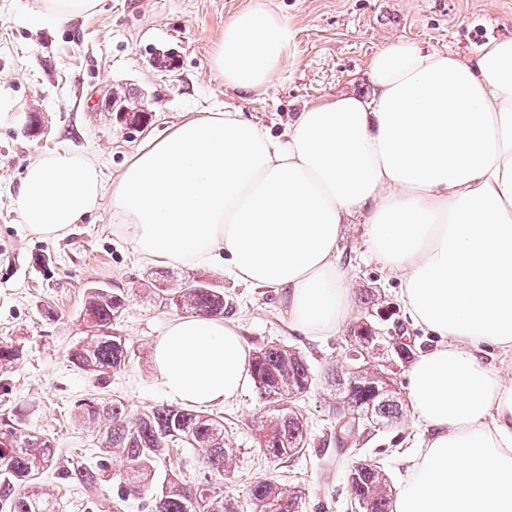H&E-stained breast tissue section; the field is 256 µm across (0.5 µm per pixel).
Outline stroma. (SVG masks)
Returning <instances> with one entry per match:
<instances>
[{"mask_svg":"<svg viewBox=\"0 0 512 512\" xmlns=\"http://www.w3.org/2000/svg\"><path fill=\"white\" fill-rule=\"evenodd\" d=\"M295 29L284 75L265 92L225 90L211 66L224 23L251 0H102L90 19L57 29L33 22L40 0H0V340L23 355L0 377V406L31 402L33 427L55 440L59 461L88 448L74 421L77 400L101 391L96 377L75 368L67 352L87 335L86 288H121L126 306L113 326L133 348L128 367L113 375L107 396L120 398L130 418L168 403L151 363V344L175 310L142 292L156 268L144 264L117 235L108 210L73 225L60 238L44 239L21 224L17 201L26 166L40 154L63 148L96 158L105 185L147 140L164 135L191 112H244L281 132L306 103L339 92L370 95L365 75L370 58L389 41L405 38L425 47L472 54L487 41L512 36V0H266ZM125 94L127 112L109 109L110 92ZM364 225H349L339 263L351 276L357 320L381 335H401L413 350L432 339L408 320L400 285L364 253ZM174 278L196 277L224 290L225 318L237 322L249 350L288 341L302 351L315 377L305 410L308 447L280 464L266 461L255 440L263 401L254 383L233 400L211 406L223 416L224 433L236 449L230 492L246 501L254 481L270 478L304 493L303 512H351L346 494L348 463L379 465L392 488H400L408 460L422 440L410 416L392 426L367 427L357 443L339 449L331 435L327 384L345 368L346 331L307 336L288 323L282 297L272 290L232 281L211 266H170ZM373 303H366V295ZM44 482L62 512H113L115 487L89 498Z\"/></svg>","mask_w":512,"mask_h":512,"instance_id":"obj_1","label":"stroma"}]
</instances>
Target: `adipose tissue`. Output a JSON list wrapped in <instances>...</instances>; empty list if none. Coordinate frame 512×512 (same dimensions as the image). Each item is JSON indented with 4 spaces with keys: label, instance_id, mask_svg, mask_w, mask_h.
<instances>
[{
    "label": "adipose tissue",
    "instance_id": "obj_1",
    "mask_svg": "<svg viewBox=\"0 0 512 512\" xmlns=\"http://www.w3.org/2000/svg\"><path fill=\"white\" fill-rule=\"evenodd\" d=\"M295 31L265 0L233 16L212 54L226 88L266 90ZM371 97L305 104L283 134L242 113L189 115L145 143L104 189L97 161L64 149L26 169L19 218L59 238L108 208L145 261L223 265L283 295L310 336L353 320L337 260L346 224L400 283L407 317L437 338L407 371L424 437L394 512H512V38L471 57L397 39L369 61ZM168 397L206 408L248 377L238 327L171 319L151 348Z\"/></svg>",
    "mask_w": 512,
    "mask_h": 512
}]
</instances>
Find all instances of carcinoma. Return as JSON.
Returning a JSON list of instances; mask_svg holds the SVG:
<instances>
[{
  "instance_id": "obj_1",
  "label": "carcinoma",
  "mask_w": 512,
  "mask_h": 512,
  "mask_svg": "<svg viewBox=\"0 0 512 512\" xmlns=\"http://www.w3.org/2000/svg\"><path fill=\"white\" fill-rule=\"evenodd\" d=\"M168 278L167 274L154 278L160 287L149 289L161 295L165 305L188 316L224 315V289L191 277L180 279L173 288H161ZM125 301L119 288L86 289L83 310L94 316L92 334L68 350L69 361L98 375L102 386L130 362L126 338L112 329ZM20 354L18 347L0 340V373H8ZM250 376L267 407L257 421L259 448L271 464L299 456L308 444L302 402L313 384L306 357L294 346L288 350L285 344L272 342L253 354ZM332 380L348 413L377 425L402 419L399 397L388 382L335 371ZM76 417L89 432L96 462L78 458L61 467L56 465L49 436L31 428L17 408H4L0 414V512H59V503L41 485L42 475L52 468L57 479L80 486L88 497L104 484L115 483V512L129 500L140 502L143 512H303L301 491L268 479L250 488L247 511L229 494L225 461L236 449L224 436L221 416L162 404L130 421L121 400L88 397L76 402ZM185 444L200 451L203 479L188 480L183 471L173 470L158 490H152L157 465L173 448ZM347 486L348 496L365 502L369 512H393V490L380 486L377 466L365 460L352 462Z\"/></svg>"
}]
</instances>
